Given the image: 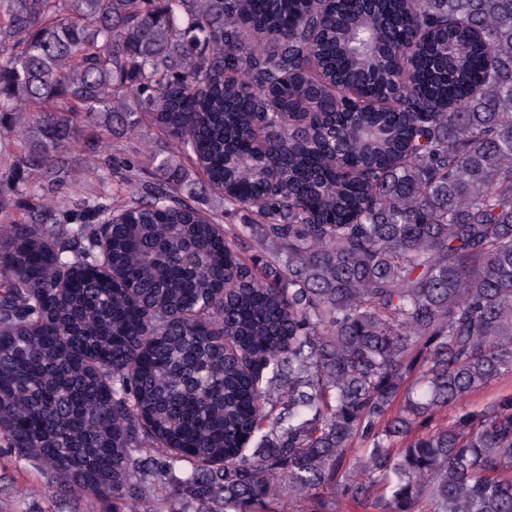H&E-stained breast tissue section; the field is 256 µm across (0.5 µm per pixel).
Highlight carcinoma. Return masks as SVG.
Listing matches in <instances>:
<instances>
[{"label":"carcinoma","instance_id":"cac0c4a2","mask_svg":"<svg viewBox=\"0 0 512 512\" xmlns=\"http://www.w3.org/2000/svg\"><path fill=\"white\" fill-rule=\"evenodd\" d=\"M23 112L8 175L42 194L0 224V439L58 493L512 512V392L428 426L512 375V0H0ZM99 112L145 113L258 233L133 164L62 226L41 200Z\"/></svg>","mask_w":512,"mask_h":512}]
</instances>
